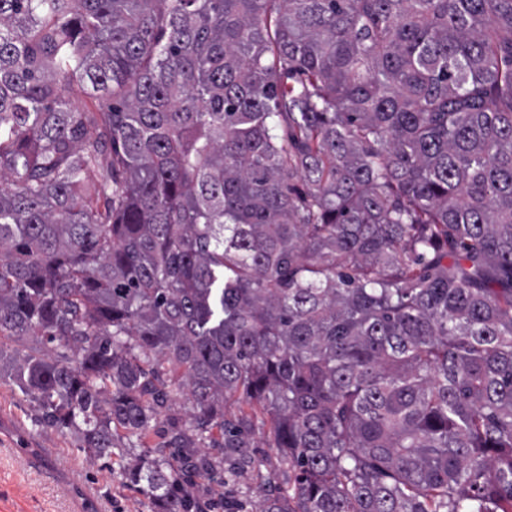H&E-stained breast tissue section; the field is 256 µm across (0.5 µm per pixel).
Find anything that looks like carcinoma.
<instances>
[{
    "instance_id": "1",
    "label": "carcinoma",
    "mask_w": 512,
    "mask_h": 512,
    "mask_svg": "<svg viewBox=\"0 0 512 512\" xmlns=\"http://www.w3.org/2000/svg\"><path fill=\"white\" fill-rule=\"evenodd\" d=\"M25 336L43 421L136 438L162 512L225 509L187 487L255 409L295 471L263 512H512V0H0Z\"/></svg>"
}]
</instances>
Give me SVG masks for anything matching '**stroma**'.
Segmentation results:
<instances>
[{"mask_svg":"<svg viewBox=\"0 0 512 512\" xmlns=\"http://www.w3.org/2000/svg\"><path fill=\"white\" fill-rule=\"evenodd\" d=\"M111 460L89 459L78 432L42 420L37 401L22 395L0 368V512H156L154 503L128 485L124 468L139 451L118 433ZM250 467L217 486L241 512H262V487L288 490L292 471L281 462L263 422H256Z\"/></svg>","mask_w":512,"mask_h":512,"instance_id":"obj_1","label":"stroma"}]
</instances>
